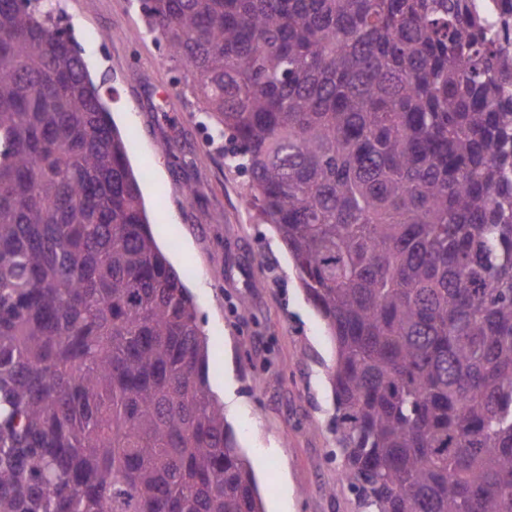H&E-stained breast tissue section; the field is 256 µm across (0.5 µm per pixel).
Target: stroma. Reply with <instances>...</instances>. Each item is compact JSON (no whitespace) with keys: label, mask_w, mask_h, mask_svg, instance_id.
<instances>
[{"label":"stroma","mask_w":512,"mask_h":512,"mask_svg":"<svg viewBox=\"0 0 512 512\" xmlns=\"http://www.w3.org/2000/svg\"><path fill=\"white\" fill-rule=\"evenodd\" d=\"M58 6L142 176L155 239L197 301L210 385L233 389L227 419L264 505L362 512L335 456L333 345L272 226L243 204L248 173L207 142L206 114L174 88L130 0Z\"/></svg>","instance_id":"1"}]
</instances>
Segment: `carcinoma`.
<instances>
[{"mask_svg": "<svg viewBox=\"0 0 512 512\" xmlns=\"http://www.w3.org/2000/svg\"><path fill=\"white\" fill-rule=\"evenodd\" d=\"M336 349L366 512H512V6L141 0ZM126 143L0 0V512H263Z\"/></svg>", "mask_w": 512, "mask_h": 512, "instance_id": "carcinoma-1", "label": "carcinoma"}]
</instances>
